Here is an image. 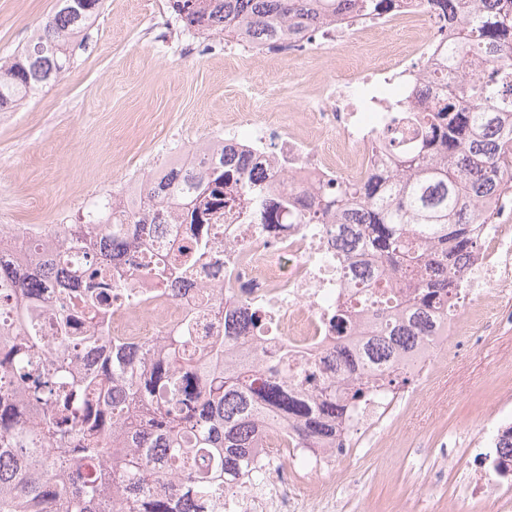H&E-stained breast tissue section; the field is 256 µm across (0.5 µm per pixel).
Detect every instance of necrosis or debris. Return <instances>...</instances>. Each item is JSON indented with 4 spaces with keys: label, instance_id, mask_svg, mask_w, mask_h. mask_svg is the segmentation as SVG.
Segmentation results:
<instances>
[{
    "label": "necrosis or debris",
    "instance_id": "necrosis-or-debris-1",
    "mask_svg": "<svg viewBox=\"0 0 512 512\" xmlns=\"http://www.w3.org/2000/svg\"><path fill=\"white\" fill-rule=\"evenodd\" d=\"M400 31L407 40L396 49L384 34ZM453 30L446 18L425 0H401L397 8L349 25L336 22L312 28L301 38L286 37L267 45L248 42L251 51L295 59L320 47L350 59L353 52L372 47L377 62L351 69L335 90L321 89L307 101L306 123L298 125L284 112L242 113L224 124V141L249 164V180L264 204L223 211L214 220L212 239L220 261H204L171 287H156L144 270H130L126 286L105 321L112 335L135 346L155 343L195 320L192 361L209 358L210 345L223 337L225 360L249 353L266 364L288 355L293 371L330 377L336 368V333L330 317L352 303L355 290L350 264L336 259V231L329 224H301L296 214L273 223L266 206L297 201L344 180L359 183L385 165L389 154L381 146L391 127L388 105L412 109L417 98L435 101L441 85L428 76L443 71ZM494 253L480 255L461 278L466 310L449 320L436 345L476 331L471 313L484 291L512 284V238L494 230ZM242 296L237 308H222V294ZM265 314L268 328L252 330L250 316ZM340 448H265L257 462L261 484L243 483L214 500L212 512H288L289 507L325 512L333 498L329 476L336 473Z\"/></svg>",
    "mask_w": 512,
    "mask_h": 512
}]
</instances>
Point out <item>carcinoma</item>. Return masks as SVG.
Instances as JSON below:
<instances>
[{
  "label": "carcinoma",
  "mask_w": 512,
  "mask_h": 512,
  "mask_svg": "<svg viewBox=\"0 0 512 512\" xmlns=\"http://www.w3.org/2000/svg\"><path fill=\"white\" fill-rule=\"evenodd\" d=\"M207 16L206 0H172L186 26L217 21L224 36L266 42L310 21H329L350 5L349 18L388 11L394 0H222ZM454 28L458 81L438 101L402 112L387 135L390 171L377 170L308 196L303 224H343L342 261L364 252L378 268L358 277L369 289L359 302L374 323L355 354L336 358V380L293 381L288 360L260 366L224 363V339L211 344L214 364L185 358L193 324L160 342L163 354L131 356L104 321L80 330L79 314L103 312L124 286V269L142 239L159 232L138 213L126 224L91 215L80 224L0 225V512H206L225 484L254 468L260 448H288V425L300 448L336 441L354 430L361 407L389 406L409 382L408 357L430 353L452 314L454 278L480 251V227L493 224L512 192V11L503 0H433ZM101 0H55V11L12 61L0 64V112L54 85L73 63V46L95 22ZM171 179L146 178L139 192L193 226L186 244L147 263L165 287L212 257L207 213L257 200L245 167L224 168V153L204 170ZM79 257L81 283L59 266V250ZM421 276L402 298L388 274ZM37 281L57 284L44 314ZM90 351L93 368L79 354ZM310 382L315 394L299 395Z\"/></svg>",
  "instance_id": "cac0c4a2"
}]
</instances>
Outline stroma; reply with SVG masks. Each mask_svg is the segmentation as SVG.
Listing matches in <instances>:
<instances>
[{
  "label": "stroma",
  "mask_w": 512,
  "mask_h": 512,
  "mask_svg": "<svg viewBox=\"0 0 512 512\" xmlns=\"http://www.w3.org/2000/svg\"><path fill=\"white\" fill-rule=\"evenodd\" d=\"M54 0H0V59L11 58ZM169 0H104L71 68L52 87L0 112V225L78 224L125 183L224 131L239 112H286L338 83L335 56H224L222 35L182 53ZM512 400V325L482 322L477 344L437 350L378 424L340 460L332 512H502L465 483L488 473L481 452Z\"/></svg>",
  "instance_id": "1"
}]
</instances>
